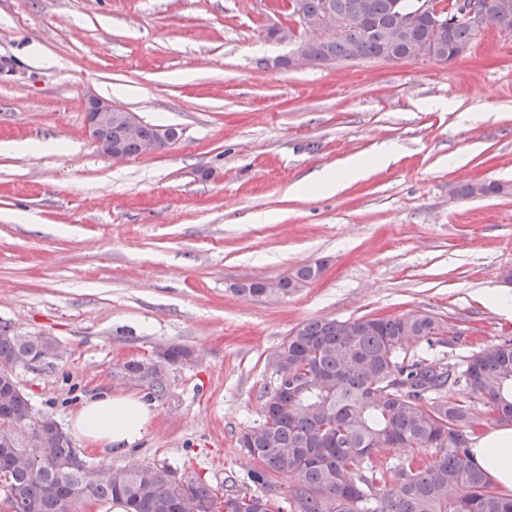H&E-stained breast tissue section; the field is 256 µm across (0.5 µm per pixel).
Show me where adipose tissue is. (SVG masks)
Wrapping results in <instances>:
<instances>
[{
    "instance_id": "1",
    "label": "adipose tissue",
    "mask_w": 512,
    "mask_h": 512,
    "mask_svg": "<svg viewBox=\"0 0 512 512\" xmlns=\"http://www.w3.org/2000/svg\"><path fill=\"white\" fill-rule=\"evenodd\" d=\"M154 415L152 402L141 395L106 393L86 400L71 417L70 426L87 446L119 453L142 438ZM469 454L494 485L512 491V427L477 437Z\"/></svg>"
}]
</instances>
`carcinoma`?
<instances>
[{
  "label": "carcinoma",
  "instance_id": "carcinoma-1",
  "mask_svg": "<svg viewBox=\"0 0 512 512\" xmlns=\"http://www.w3.org/2000/svg\"><path fill=\"white\" fill-rule=\"evenodd\" d=\"M409 0H297L306 25L328 13L341 20L322 38L306 44L314 64L342 60H406L414 45L432 41L434 21L424 19L411 33L396 30L397 11ZM492 24L512 30V0ZM477 38L473 25L446 20L434 56L451 62ZM512 188L496 181L449 187V194L485 197ZM319 263L305 265L267 288L263 281L235 285L246 298H284L319 277ZM442 324L430 315L361 317L353 321L311 319L271 355L273 367L297 384L293 396L247 430L248 452L262 465L251 478L294 479L299 512H512V494L503 493L469 456L476 399L497 423H512V339L487 344L462 363L408 354L413 341H443ZM42 356H62L43 336H21L0 324V367L11 371ZM128 377L166 394L164 371L132 359L121 366ZM31 402L14 376L0 377V474L7 497L30 504L33 512H70L74 502L119 501L126 512H257L261 496L227 495L218 502L211 487L184 478L166 465L96 467L86 482L72 441L61 437L47 414L23 439ZM384 448H433L425 465L404 459L387 472L373 462Z\"/></svg>",
  "mask_w": 512,
  "mask_h": 512
}]
</instances>
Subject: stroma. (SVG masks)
Segmentation results:
<instances>
[{"label": "stroma", "instance_id": "stroma-1", "mask_svg": "<svg viewBox=\"0 0 512 512\" xmlns=\"http://www.w3.org/2000/svg\"><path fill=\"white\" fill-rule=\"evenodd\" d=\"M285 22L268 0H0V323L61 344L16 378L64 426L84 400L130 392L123 362L189 349L139 441L73 447L91 466L164 464L217 498L295 512L293 479L254 483L240 436L263 422L269 356L302 323L427 314L447 343L410 350L450 363L512 339L481 299L512 289V192H448L512 185V30L486 27L450 63L295 69L277 64L293 43L267 36ZM90 96L179 138L112 161L84 134ZM384 147L387 167L296 193ZM317 262L280 300L232 290ZM511 190L510 187L496 181H486L484 183H466L461 185L449 186V194L465 197H485L490 195H498Z\"/></svg>", "mask_w": 512, "mask_h": 512}]
</instances>
